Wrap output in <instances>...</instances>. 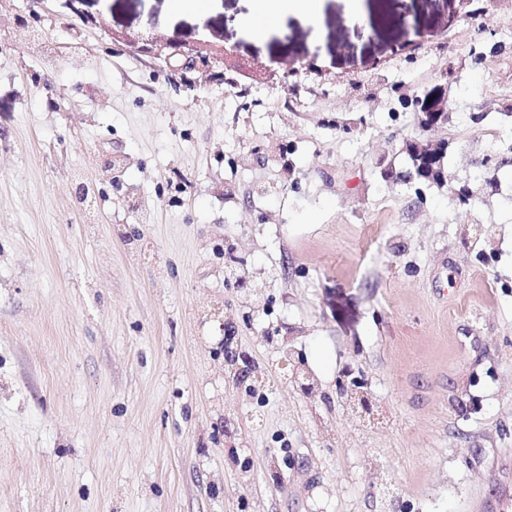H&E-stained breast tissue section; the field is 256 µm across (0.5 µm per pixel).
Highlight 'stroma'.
<instances>
[{
    "label": "stroma",
    "instance_id": "stroma-1",
    "mask_svg": "<svg viewBox=\"0 0 512 512\" xmlns=\"http://www.w3.org/2000/svg\"><path fill=\"white\" fill-rule=\"evenodd\" d=\"M480 4L416 0L409 50L394 0L263 38L242 0H0V512H512V0ZM150 28L236 74L112 38ZM443 82L425 129L401 99ZM113 39L120 38L130 44H140V48L150 53L155 58L164 60L176 72L179 70L192 69L197 65L204 68L236 67L235 60L226 48H215L209 41L200 40L193 48H185L174 44L161 34H153L150 38L144 39L140 35H129L113 31ZM425 100L422 103L423 112L428 116L424 119L425 124L430 127L444 125L448 122V96L445 86H438L424 94ZM427 98H431V103L426 104ZM406 152L410 161L409 178L436 181L444 177L446 146L444 143L426 141L409 143Z\"/></svg>",
    "mask_w": 512,
    "mask_h": 512
}]
</instances>
